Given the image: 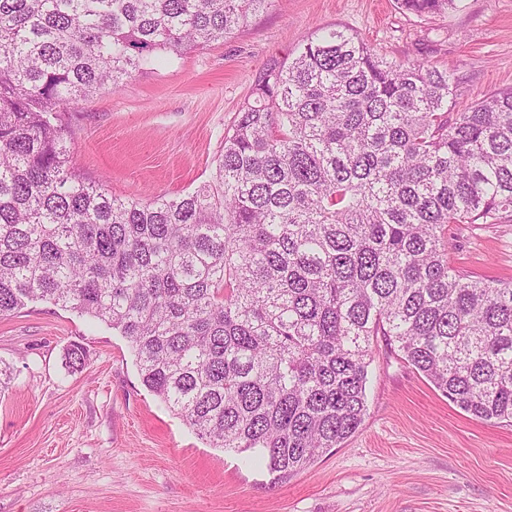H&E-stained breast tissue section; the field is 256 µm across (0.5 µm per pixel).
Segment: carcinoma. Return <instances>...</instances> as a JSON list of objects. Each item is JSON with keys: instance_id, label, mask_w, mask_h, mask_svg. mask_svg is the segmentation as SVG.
I'll return each mask as SVG.
<instances>
[{"instance_id": "cac0c4a2", "label": "carcinoma", "mask_w": 512, "mask_h": 512, "mask_svg": "<svg viewBox=\"0 0 512 512\" xmlns=\"http://www.w3.org/2000/svg\"><path fill=\"white\" fill-rule=\"evenodd\" d=\"M271 3L0 0V317L50 301L118 331L152 395L281 478L358 430L377 336L512 423V280L448 260V225L512 222V88L463 102L450 72L322 30L264 65L193 191L77 174L67 109Z\"/></svg>"}]
</instances>
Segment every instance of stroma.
<instances>
[{
  "label": "stroma",
  "instance_id": "1",
  "mask_svg": "<svg viewBox=\"0 0 512 512\" xmlns=\"http://www.w3.org/2000/svg\"><path fill=\"white\" fill-rule=\"evenodd\" d=\"M453 71L472 101L512 87V0L416 15L398 0H274L224 40L143 70L68 113L80 176L116 197L209 180L263 65L319 28ZM451 263L512 279V223L452 224ZM82 369L66 363L71 345ZM342 447L274 480L212 447L142 385L126 340L44 301L0 319V512H512V423L462 411L385 341Z\"/></svg>",
  "mask_w": 512,
  "mask_h": 512
}]
</instances>
